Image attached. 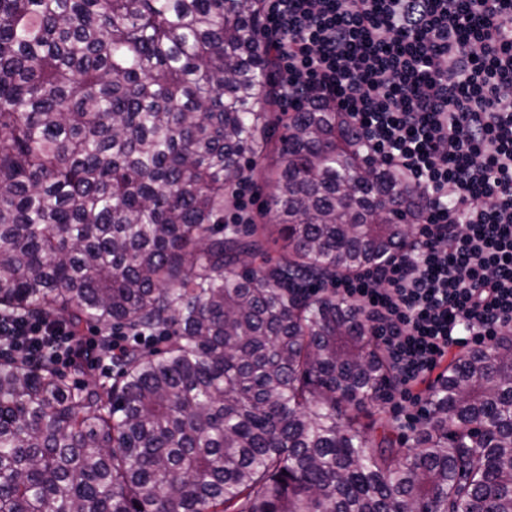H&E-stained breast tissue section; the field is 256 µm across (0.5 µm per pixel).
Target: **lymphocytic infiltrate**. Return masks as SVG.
I'll return each instance as SVG.
<instances>
[{"label":"lymphocytic infiltrate","mask_w":512,"mask_h":512,"mask_svg":"<svg viewBox=\"0 0 512 512\" xmlns=\"http://www.w3.org/2000/svg\"><path fill=\"white\" fill-rule=\"evenodd\" d=\"M290 109L345 113L360 153L418 201L412 245L334 281L416 404L448 353L512 334V0H272L259 34ZM108 372L126 349L48 315L0 313V343Z\"/></svg>","instance_id":"1"}]
</instances>
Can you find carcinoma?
Wrapping results in <instances>:
<instances>
[{
    "instance_id": "obj_1",
    "label": "carcinoma",
    "mask_w": 512,
    "mask_h": 512,
    "mask_svg": "<svg viewBox=\"0 0 512 512\" xmlns=\"http://www.w3.org/2000/svg\"><path fill=\"white\" fill-rule=\"evenodd\" d=\"M264 16L0 0V309L159 333L107 389L0 358V512H512V334L450 364L414 454L356 414L392 371L315 284L408 245L415 196L331 104L280 111ZM258 167L267 211L224 223Z\"/></svg>"
}]
</instances>
